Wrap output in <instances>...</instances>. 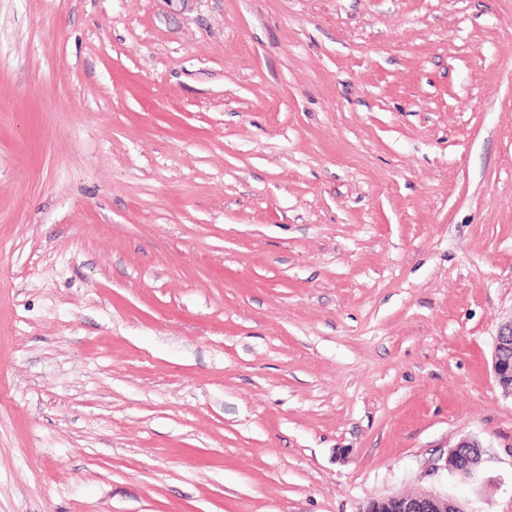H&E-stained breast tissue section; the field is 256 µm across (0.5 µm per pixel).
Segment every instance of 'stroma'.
<instances>
[{
	"mask_svg": "<svg viewBox=\"0 0 512 512\" xmlns=\"http://www.w3.org/2000/svg\"><path fill=\"white\" fill-rule=\"evenodd\" d=\"M511 319L512 0H0V512H512ZM492 360L496 383L505 396L512 397V319L498 329ZM387 499L394 502L399 512H465L459 503L448 494H395L387 497Z\"/></svg>",
	"mask_w": 512,
	"mask_h": 512,
	"instance_id": "stroma-1",
	"label": "stroma"
}]
</instances>
